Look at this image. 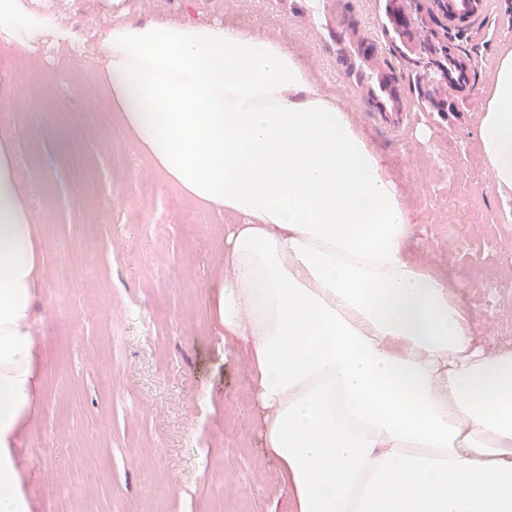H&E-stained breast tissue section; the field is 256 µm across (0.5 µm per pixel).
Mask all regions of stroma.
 <instances>
[{
    "label": "stroma",
    "instance_id": "obj_1",
    "mask_svg": "<svg viewBox=\"0 0 512 512\" xmlns=\"http://www.w3.org/2000/svg\"><path fill=\"white\" fill-rule=\"evenodd\" d=\"M389 0H44L87 47L15 55L9 65L18 163L44 240V287L34 304L42 398L23 448L37 512H290L266 454L246 361L224 345L208 291L234 217L167 185L127 133L98 107L101 57L113 20H217L281 39L321 91L348 102L385 158L417 240L413 251L464 289L490 346L512 344V195L481 160L476 130L496 62L512 51V0H489L485 25L461 47L469 85L438 86L414 26ZM379 45L364 41L367 24ZM390 76L417 119L393 138L352 62ZM49 70L37 89L28 72ZM461 114L456 125L444 115ZM168 225L153 238L152 227Z\"/></svg>",
    "mask_w": 512,
    "mask_h": 512
}]
</instances>
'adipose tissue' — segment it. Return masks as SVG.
Wrapping results in <instances>:
<instances>
[{"instance_id":"adipose-tissue-1","label":"adipose tissue","mask_w":512,"mask_h":512,"mask_svg":"<svg viewBox=\"0 0 512 512\" xmlns=\"http://www.w3.org/2000/svg\"><path fill=\"white\" fill-rule=\"evenodd\" d=\"M14 49L72 29L0 0ZM103 104L155 171L233 214L210 314L247 360L291 512H512V348L489 349L456 287L410 249L382 154L279 39L125 19L98 40ZM512 194V51L478 126ZM42 237L0 124V512H36L21 445L35 412Z\"/></svg>"}]
</instances>
